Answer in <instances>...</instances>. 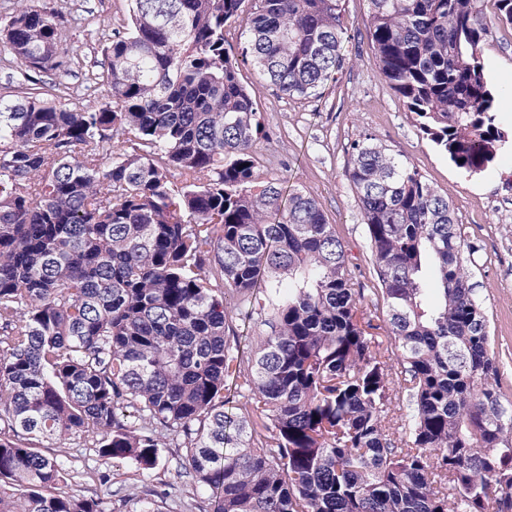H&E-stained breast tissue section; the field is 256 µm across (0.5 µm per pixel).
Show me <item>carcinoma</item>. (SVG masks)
Returning a JSON list of instances; mask_svg holds the SVG:
<instances>
[{"mask_svg": "<svg viewBox=\"0 0 512 512\" xmlns=\"http://www.w3.org/2000/svg\"><path fill=\"white\" fill-rule=\"evenodd\" d=\"M343 0H131L100 76L111 101L43 97L65 18L20 6L0 97V512H108L60 490L53 451L152 470L162 437L208 512H512V408L448 197L370 136L349 180L390 356L314 197L262 177L249 63L290 97L336 81ZM481 0H368L381 76L459 169L507 135ZM240 22L241 53L224 30ZM236 296L229 306L219 283ZM268 328L240 351L233 322ZM408 397L401 446L384 422ZM233 403V409L226 408Z\"/></svg>", "mask_w": 512, "mask_h": 512, "instance_id": "cac0c4a2", "label": "carcinoma"}]
</instances>
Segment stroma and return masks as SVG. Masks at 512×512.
I'll use <instances>...</instances> for the list:
<instances>
[{
	"label": "stroma",
	"mask_w": 512,
	"mask_h": 512,
	"mask_svg": "<svg viewBox=\"0 0 512 512\" xmlns=\"http://www.w3.org/2000/svg\"><path fill=\"white\" fill-rule=\"evenodd\" d=\"M63 13L81 14L88 26H66L60 51L71 65L55 82L77 90L86 78L107 66V46L115 28L128 25L130 0H55ZM492 25L482 46L485 75L497 100L495 123L509 140L494 164L480 174L464 175L420 133L416 116L383 80L366 37L367 0H344L350 40L346 63L335 83L320 96L293 99L262 80L251 67L240 76L256 101L268 133L260 144L263 171L314 196L329 223L335 224L356 267L354 287L362 294L360 311L374 325L382 347H393L385 317L372 295L379 281L366 241L348 170L354 142L370 135L401 159H409L440 193L447 195L473 251L471 282L486 311L494 353L502 367L501 393L512 403V23L499 20L496 0H482ZM92 437L61 443L58 454L66 470L65 492L95 493L111 512H140L151 499L157 512H205V496L190 476L181 474L184 451L169 442L156 468L143 471L130 463L102 461ZM164 496L153 499V491Z\"/></svg>",
	"instance_id": "1"
}]
</instances>
